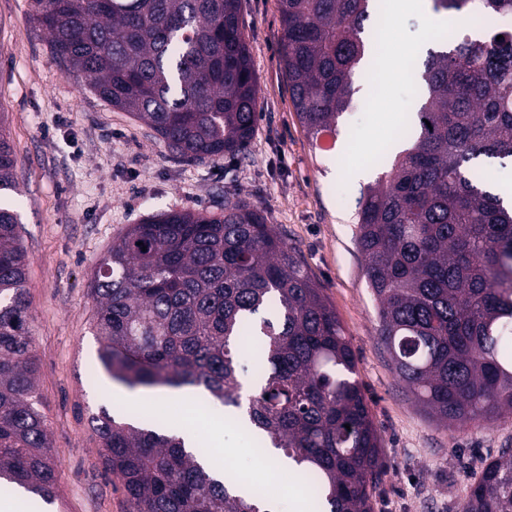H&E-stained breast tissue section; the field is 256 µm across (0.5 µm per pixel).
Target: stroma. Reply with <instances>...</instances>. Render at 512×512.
Masks as SVG:
<instances>
[{"label":"stroma","mask_w":512,"mask_h":512,"mask_svg":"<svg viewBox=\"0 0 512 512\" xmlns=\"http://www.w3.org/2000/svg\"><path fill=\"white\" fill-rule=\"evenodd\" d=\"M259 86V120L245 151L218 163L186 164L152 131L113 109L51 53L31 22L27 0H0V118L15 154L21 190L19 232L27 251L29 331L37 389L58 465L64 512H128L115 478L104 471L93 414L117 415L113 384L99 368L90 277L126 227L172 209L219 210L244 198L278 225L322 286L357 357V379L383 442V472L373 512H457L484 464L512 448V417L448 429L415 405L377 342V310L356 245L357 202L366 186L355 164L371 166L421 91L403 72L408 49L432 46L430 5L388 0L385 51L398 75L358 91L342 119L336 148L306 138L293 110L280 57L278 0H242ZM198 427L204 445L231 449L243 478L295 512L299 495L250 430L227 420L209 436V408Z\"/></svg>","instance_id":"1"}]
</instances>
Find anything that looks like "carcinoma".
<instances>
[{
  "label": "carcinoma",
  "mask_w": 512,
  "mask_h": 512,
  "mask_svg": "<svg viewBox=\"0 0 512 512\" xmlns=\"http://www.w3.org/2000/svg\"><path fill=\"white\" fill-rule=\"evenodd\" d=\"M436 13L512 15V0H431ZM281 60L309 141L337 132L371 56L374 0H279ZM53 56L112 108L144 123L180 161L241 153L258 84L241 0H30ZM415 69L425 94L407 147L358 200L357 245L396 378L446 428L512 417V208L476 176L512 159V26L459 25ZM0 120V192H15ZM19 215L0 204V488L49 509L57 469L37 408ZM99 360L137 390L199 388L236 413L264 450L313 491V512H373L381 437L356 355L298 252L245 200L220 212L170 210L130 224L91 280ZM253 336L242 399L239 337ZM107 473L129 512H260L182 437L137 417H92ZM459 512H512V448L489 461Z\"/></svg>",
  "instance_id": "1"
}]
</instances>
